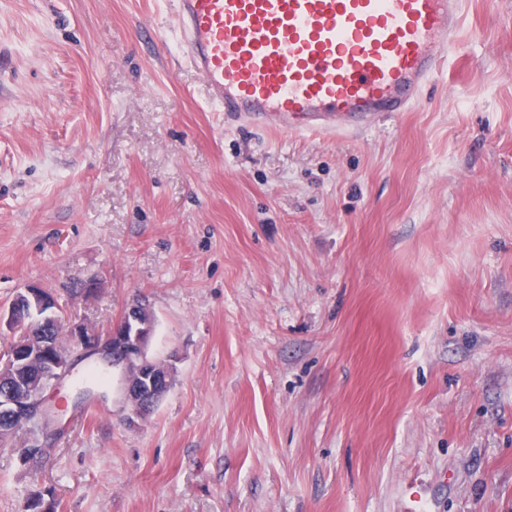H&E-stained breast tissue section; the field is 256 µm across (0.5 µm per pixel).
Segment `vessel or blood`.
Segmentation results:
<instances>
[{
  "instance_id": "obj_1",
  "label": "vessel or blood",
  "mask_w": 512,
  "mask_h": 512,
  "mask_svg": "<svg viewBox=\"0 0 512 512\" xmlns=\"http://www.w3.org/2000/svg\"><path fill=\"white\" fill-rule=\"evenodd\" d=\"M462 0H174L209 104L286 132L412 109L462 49Z\"/></svg>"
}]
</instances>
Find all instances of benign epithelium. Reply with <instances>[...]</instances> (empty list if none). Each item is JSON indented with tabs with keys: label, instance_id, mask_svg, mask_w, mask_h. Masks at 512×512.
Wrapping results in <instances>:
<instances>
[{
	"label": "benign epithelium",
	"instance_id": "benign-epithelium-1",
	"mask_svg": "<svg viewBox=\"0 0 512 512\" xmlns=\"http://www.w3.org/2000/svg\"><path fill=\"white\" fill-rule=\"evenodd\" d=\"M154 330L153 308L143 299L129 304L103 333L71 320L57 295L44 288L17 292L0 306V445L24 429L32 457L53 449V437L68 423L61 388L84 359L119 375L127 420L138 425L174 382L173 364L147 355ZM58 336L69 337V344L60 345Z\"/></svg>",
	"mask_w": 512,
	"mask_h": 512
}]
</instances>
